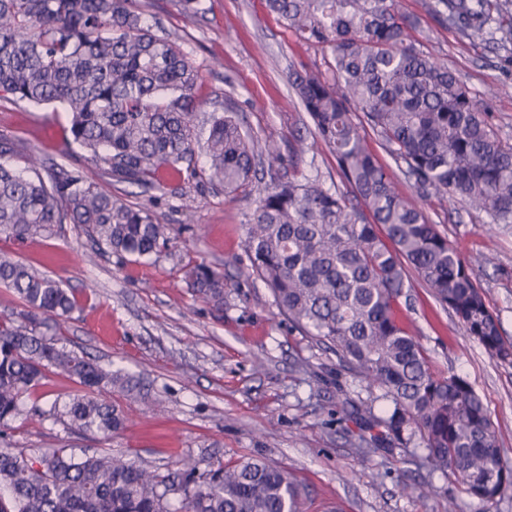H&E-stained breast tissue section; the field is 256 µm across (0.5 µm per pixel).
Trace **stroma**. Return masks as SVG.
Here are the masks:
<instances>
[{
  "mask_svg": "<svg viewBox=\"0 0 512 512\" xmlns=\"http://www.w3.org/2000/svg\"><path fill=\"white\" fill-rule=\"evenodd\" d=\"M430 0H402L417 18L413 38L448 65L472 96L489 108L499 137L512 144V71L495 42L473 45L434 14ZM153 33L170 37L199 71L202 111L230 109L260 143L288 155L305 152L298 168L324 187L338 184L328 149L317 142L308 114L289 88L293 71L324 68L329 54L295 41L264 0H201L197 14L181 0H134ZM0 134L16 161L98 171L72 140L61 106L0 98ZM397 190L420 203L432 223L472 265V276L512 341V227L490 226L485 214L450 199H420L395 174ZM112 192L151 208L171 225L165 250L147 261H119L74 225L24 241L0 235V250L59 281L73 294L71 319L55 330L63 345L142 377L140 398L115 392L112 405L128 420L106 439L77 436L62 424L31 416L12 424L9 441L25 448H108L143 465L179 473L188 459L228 463L245 454L293 470L302 482V512H512V492L485 505L455 476L433 474L402 455L365 453L364 429L347 411L358 388L334 353L293 328L242 248L253 196L182 181L167 171L155 189L120 184ZM202 262L224 277V306L215 309L183 280ZM402 314L414 328L433 371L464 375L480 395L504 459L512 464V361L489 358L423 283H414ZM432 487L419 494V483Z\"/></svg>",
  "mask_w": 512,
  "mask_h": 512,
  "instance_id": "stroma-1",
  "label": "stroma"
}]
</instances>
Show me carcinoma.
I'll return each instance as SVG.
<instances>
[{"label":"carcinoma","instance_id":"1","mask_svg":"<svg viewBox=\"0 0 512 512\" xmlns=\"http://www.w3.org/2000/svg\"><path fill=\"white\" fill-rule=\"evenodd\" d=\"M299 41L330 51L328 72L294 74V96L317 139L332 153L345 190L288 172L253 184L261 146L232 111L198 120L199 72L174 41L144 25L133 0H0V92L36 104L59 103L74 143L105 178L64 170L44 178L33 158L20 169L0 138V234L24 240L79 226L99 248L124 259L165 249L170 225L112 194L110 186H156L158 169L226 192L250 189L258 201L245 227L244 252L294 328L329 347L366 393L349 402L365 419L374 404L382 441L415 449L431 472L455 475L465 493L492 504L512 489V466L471 383L434 374L416 337L399 322L412 278L458 319L496 361L512 343L467 262L405 199L367 147L369 128L423 198H450L512 224V145L505 144L448 66L417 47L415 21L400 0H265ZM431 10L474 43L512 44V0H435ZM206 158L198 166L196 154ZM189 288L219 309L224 277L204 263L185 272ZM0 284L22 310L0 320V437L9 422L38 416L82 434L110 437L125 414L102 395L130 393L137 382L59 344L40 331L71 317L74 297L60 283L0 251ZM79 386L48 407L32 397L47 372ZM182 475L129 462L108 451L1 448L0 512H301L294 473L260 457Z\"/></svg>","mask_w":512,"mask_h":512}]
</instances>
